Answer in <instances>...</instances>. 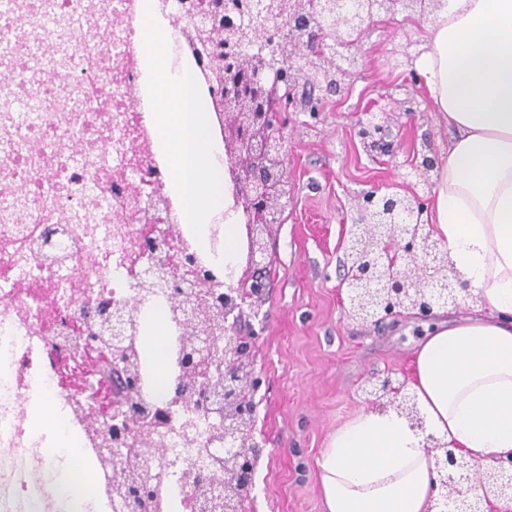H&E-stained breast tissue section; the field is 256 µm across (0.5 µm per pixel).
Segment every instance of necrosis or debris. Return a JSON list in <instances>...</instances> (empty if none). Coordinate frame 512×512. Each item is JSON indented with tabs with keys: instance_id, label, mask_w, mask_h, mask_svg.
<instances>
[{
	"instance_id": "1",
	"label": "necrosis or debris",
	"mask_w": 512,
	"mask_h": 512,
	"mask_svg": "<svg viewBox=\"0 0 512 512\" xmlns=\"http://www.w3.org/2000/svg\"><path fill=\"white\" fill-rule=\"evenodd\" d=\"M189 0H5L0 5V512H113L112 467L103 426L126 411L125 390L99 407L103 380L83 339V308L100 298L125 303L120 349L146 359L142 311L182 334V312L145 295L136 272L145 238H165L178 270L187 256L224 287L223 215L197 235L170 195L154 117L140 106L147 75L146 30L161 42L164 69L187 77L224 161L222 108L211 69L194 59L197 22ZM128 448H157L171 460L162 486L185 483L206 464L217 416L183 427L181 407L155 395ZM48 403L74 440L60 447L33 427Z\"/></svg>"
}]
</instances>
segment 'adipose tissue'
I'll use <instances>...</instances> for the list:
<instances>
[{
    "instance_id": "1",
    "label": "adipose tissue",
    "mask_w": 512,
    "mask_h": 512,
    "mask_svg": "<svg viewBox=\"0 0 512 512\" xmlns=\"http://www.w3.org/2000/svg\"><path fill=\"white\" fill-rule=\"evenodd\" d=\"M145 111L157 117L187 223L224 206V176L187 78L147 44ZM454 134L433 189L432 234L486 314L436 325L419 345L408 391L423 421L368 409L332 434L318 461L325 512H441L435 439L493 467L512 454V0H448L414 61Z\"/></svg>"
}]
</instances>
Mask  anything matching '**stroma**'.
Instances as JSON below:
<instances>
[{
    "label": "stroma",
    "instance_id": "35a3bbf8",
    "mask_svg": "<svg viewBox=\"0 0 512 512\" xmlns=\"http://www.w3.org/2000/svg\"><path fill=\"white\" fill-rule=\"evenodd\" d=\"M426 35L402 18H379L365 33V60L348 92L321 112L288 115V216L277 231L272 288L260 306L264 332L255 368L263 377L254 439L263 448L246 512H324L317 461L336 428L368 408L376 378H408L418 342L431 323L476 315L468 293L424 318L362 323L348 314L347 250L353 206L380 188L413 195L423 138L444 155L449 132L408 68L386 65L388 51ZM417 114L400 111L405 99ZM378 130L362 135L370 120ZM388 142L385 153L373 141Z\"/></svg>",
    "mask_w": 512,
    "mask_h": 512
}]
</instances>
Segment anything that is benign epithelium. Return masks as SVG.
Segmentation results:
<instances>
[{
    "instance_id": "obj_1",
    "label": "benign epithelium",
    "mask_w": 512,
    "mask_h": 512,
    "mask_svg": "<svg viewBox=\"0 0 512 512\" xmlns=\"http://www.w3.org/2000/svg\"><path fill=\"white\" fill-rule=\"evenodd\" d=\"M341 4L345 0H290L292 36L298 46L305 48L301 57L310 62L336 57L346 62L347 71L353 74L363 61L360 42L349 44L338 32L324 35L307 21L323 8L334 11ZM400 13L422 25L435 21L439 11L418 10L412 0H380L378 6L354 22L365 31L375 18H393ZM260 14L259 10L224 14V33L248 32L266 43ZM306 85L303 63L291 58L280 64L262 61L252 88L262 93L274 90L285 102ZM243 98L244 94L233 87L224 94V157L249 234L246 269L236 280L233 274H227L224 299L218 306L224 317V358L216 355L215 341L200 335L198 340L205 343V348L190 366V372L203 379L209 375L224 378V421L228 422L224 426L225 463L230 465L225 484L230 493L224 496L223 512H244L262 453V446L254 441L246 448L238 447V438L252 437L259 406L256 396L262 384L255 369L258 333L252 325L245 333L239 327L246 318L245 310L258 316L256 303L268 292L265 270L276 251L274 226L282 222L287 210L274 192L275 184L288 182L286 122L278 112L239 109ZM356 209L361 220L354 222L349 257L355 273L348 283L353 317L377 323L405 310L429 317L434 306L457 301L458 281L448 274L438 242L425 231L420 197L377 189L364 193ZM413 222L417 223L414 229L410 228ZM157 251L158 246L152 243L143 253L146 282H164L179 289V295L188 296L198 287V279L177 273ZM401 389L386 376L373 385L370 394L373 402L386 398L389 405L419 421L415 405L409 404L408 398L397 400ZM443 465L441 497L448 512H485L482 503L490 502L492 497L512 500V456L476 476L483 495L474 498L459 489L462 481L471 479L470 461L446 449Z\"/></svg>"
}]
</instances>
